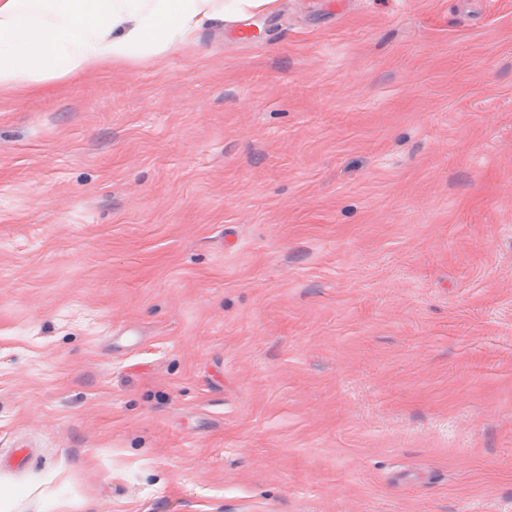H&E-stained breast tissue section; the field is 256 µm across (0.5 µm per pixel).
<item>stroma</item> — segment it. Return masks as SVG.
I'll list each match as a JSON object with an SVG mask.
<instances>
[{
    "mask_svg": "<svg viewBox=\"0 0 512 512\" xmlns=\"http://www.w3.org/2000/svg\"><path fill=\"white\" fill-rule=\"evenodd\" d=\"M12 512H512V0H281L0 94Z\"/></svg>",
    "mask_w": 512,
    "mask_h": 512,
    "instance_id": "35a3bbf8",
    "label": "stroma"
}]
</instances>
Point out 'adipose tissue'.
Listing matches in <instances>:
<instances>
[{
  "label": "adipose tissue",
  "instance_id": "obj_1",
  "mask_svg": "<svg viewBox=\"0 0 512 512\" xmlns=\"http://www.w3.org/2000/svg\"><path fill=\"white\" fill-rule=\"evenodd\" d=\"M278 0H0V92L73 72L153 61Z\"/></svg>",
  "mask_w": 512,
  "mask_h": 512
}]
</instances>
